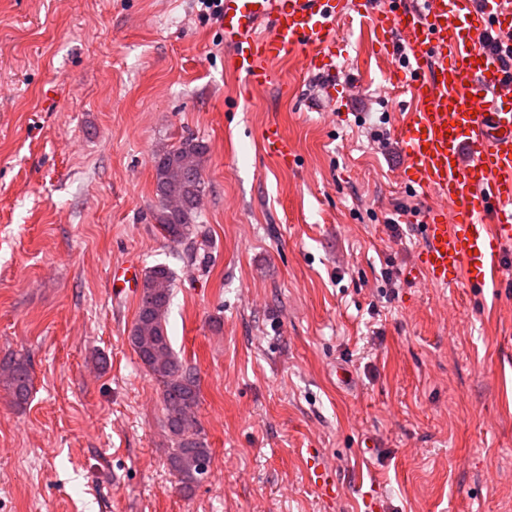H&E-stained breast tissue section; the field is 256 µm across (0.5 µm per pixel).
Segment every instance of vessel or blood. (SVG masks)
Wrapping results in <instances>:
<instances>
[{"mask_svg": "<svg viewBox=\"0 0 512 512\" xmlns=\"http://www.w3.org/2000/svg\"><path fill=\"white\" fill-rule=\"evenodd\" d=\"M348 0H223L224 45L254 86L280 80L275 62L304 53L334 83L327 57ZM384 54L407 59L413 109L396 130L402 179L438 205L421 216L422 246L409 277L437 288L499 282L512 243V0H389L371 19ZM495 34L499 50L482 44ZM265 154L287 165L278 124L261 133Z\"/></svg>", "mask_w": 512, "mask_h": 512, "instance_id": "b4317fda", "label": "vessel or blood"}]
</instances>
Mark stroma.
Listing matches in <instances>:
<instances>
[{
  "instance_id": "stroma-1",
  "label": "stroma",
  "mask_w": 512,
  "mask_h": 512,
  "mask_svg": "<svg viewBox=\"0 0 512 512\" xmlns=\"http://www.w3.org/2000/svg\"><path fill=\"white\" fill-rule=\"evenodd\" d=\"M330 62L333 89L301 54L255 88L196 0H0V357L33 377L21 408L0 381V512H512V281L412 283L420 227L388 224L428 205L398 176L410 96L366 15ZM273 122L289 165L261 150ZM187 136L208 147L192 267L150 219L153 156ZM130 259L176 273L212 450L190 494L114 290Z\"/></svg>"
}]
</instances>
